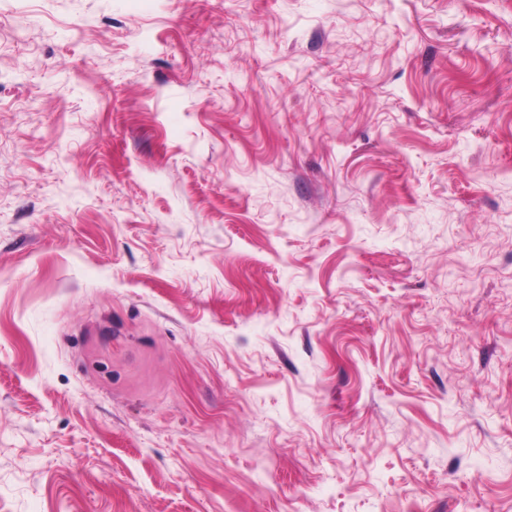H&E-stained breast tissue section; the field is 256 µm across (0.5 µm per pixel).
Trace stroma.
I'll return each mask as SVG.
<instances>
[{
  "label": "stroma",
  "mask_w": 512,
  "mask_h": 512,
  "mask_svg": "<svg viewBox=\"0 0 512 512\" xmlns=\"http://www.w3.org/2000/svg\"><path fill=\"white\" fill-rule=\"evenodd\" d=\"M0 512H512V0H0Z\"/></svg>",
  "instance_id": "35a3bbf8"
}]
</instances>
